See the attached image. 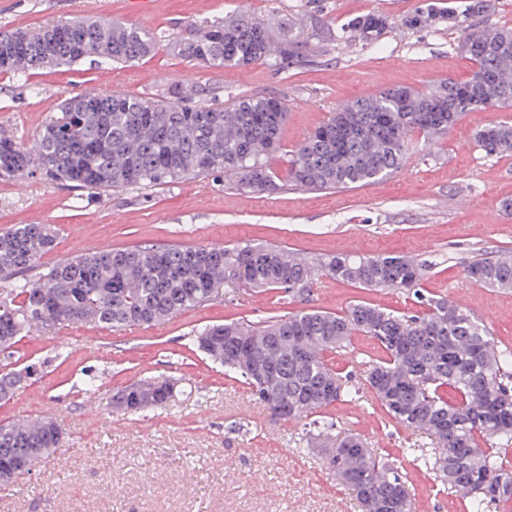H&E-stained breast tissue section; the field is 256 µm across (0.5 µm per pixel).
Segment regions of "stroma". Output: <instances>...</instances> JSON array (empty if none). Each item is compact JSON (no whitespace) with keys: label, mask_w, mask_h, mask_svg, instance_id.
Wrapping results in <instances>:
<instances>
[{"label":"stroma","mask_w":512,"mask_h":512,"mask_svg":"<svg viewBox=\"0 0 512 512\" xmlns=\"http://www.w3.org/2000/svg\"><path fill=\"white\" fill-rule=\"evenodd\" d=\"M427 0H0V28H38L78 16L118 18L158 34L156 54L138 63L79 64L32 70L26 82L0 74V127L27 141L67 95L85 89L132 96L165 95L175 84L203 89L204 103L275 94L288 106L280 147L270 159L278 189L256 194L235 176L198 177L146 189L97 193L34 174L0 180V232L17 224L54 225L57 238L40 268L103 249L149 245L263 242L310 260L337 253L400 255L424 266L423 288L463 297L464 308L512 347V293L484 287L465 267L512 251V155L487 158L474 135L512 119V103L467 112L444 139L418 146L390 177L359 188L308 191L289 168L303 137L331 112L380 90L467 80L474 68L458 48L460 29L413 32L401 20ZM377 11L391 28L376 46L337 41L344 22ZM246 12L297 28L305 62L224 70L188 63L169 49L191 20ZM361 300L399 312L410 295L361 290L327 278L309 306L340 312ZM275 290L239 287L153 326L115 330L96 323L34 328L14 347L15 369L30 368L12 398L0 400V423L54 411L67 442L58 454L0 489V512H359L326 468L319 450L300 453L302 422L271 419L246 385L225 376L190 344L205 325L243 318L264 322L300 308ZM97 378V393L82 378ZM149 376L178 380L175 403L140 420L111 411L113 391ZM329 416L369 446L400 457L425 448L419 433L391 421L371 395L340 402ZM415 512H463L459 493L408 466Z\"/></svg>","instance_id":"obj_1"}]
</instances>
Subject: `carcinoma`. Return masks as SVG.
Listing matches in <instances>:
<instances>
[{"label":"carcinoma","instance_id":"carcinoma-1","mask_svg":"<svg viewBox=\"0 0 512 512\" xmlns=\"http://www.w3.org/2000/svg\"><path fill=\"white\" fill-rule=\"evenodd\" d=\"M496 0H468L456 13L433 3L402 19L415 31L445 23L466 30L461 50L475 68L465 81H443L418 91L394 87L352 101L331 113L297 146L291 180L306 190L370 185L400 170L416 148L412 134L430 142L448 134L475 108L512 101V28L475 26ZM388 16L366 13L340 27L341 39L374 46L387 33ZM156 33L119 20L57 21L33 30L0 31V74L21 81L35 68L86 61L132 64L153 55ZM306 44L293 26L240 14L190 23L171 44L178 56L226 69L299 62ZM173 85L161 98L84 91L68 96L31 141L0 131V180L40 170L52 181L112 191L171 184L187 177L227 173L254 193L276 188L267 158L288 121L280 98L249 95L227 106L188 104ZM487 158L512 154V121L477 132ZM55 240L49 224H19L0 233V353L29 330L94 321L112 329L155 325L239 286L280 290L305 299L322 277L361 289H393L419 304L404 313L357 301L340 313L302 308L264 325L230 321L205 326L191 343L224 373L243 379L254 400L276 419L310 418L324 437L326 462L361 512H413L414 495L403 466L385 461L358 435L332 433L315 415L357 389L328 355L362 334L377 355L364 362L362 385L400 426L421 432L431 449L405 448L403 460L467 499V512L512 500V348L497 342L481 320L421 288L422 265L405 256L336 254L309 262L279 248L176 245L101 250L66 259L39 274L42 254ZM468 276L512 292V255L476 259ZM21 383L17 371L0 373V399ZM178 387L156 379L118 390L112 411L146 416L177 397ZM66 444L55 419L0 425V487Z\"/></svg>","mask_w":512,"mask_h":512}]
</instances>
